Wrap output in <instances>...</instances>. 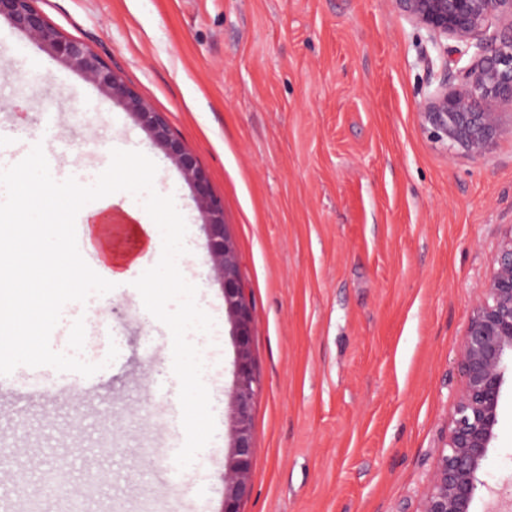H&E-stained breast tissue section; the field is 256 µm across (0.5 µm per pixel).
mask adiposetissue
Here are the masks:
<instances>
[{"label":"adipose tissue","instance_id":"ef3b65f1","mask_svg":"<svg viewBox=\"0 0 512 512\" xmlns=\"http://www.w3.org/2000/svg\"><path fill=\"white\" fill-rule=\"evenodd\" d=\"M69 169L71 178L61 184L49 177L41 154H30L20 168L0 162V213L8 215L0 222V242L11 245L9 252H0V313H9L11 318L10 333L0 336V355L18 363L37 353L36 337L53 320L57 297L79 296L106 282L129 278L139 258L105 261L91 281L84 273L86 252L61 247L69 223L74 222L86 227V251L95 250L99 244L97 217L115 211L131 223L132 237L147 252L162 253L150 287L159 297L180 299V323L196 337L182 355L183 365L189 376L204 374L203 346L216 342L221 328L214 316L197 309L198 285L182 276L185 263L197 266L202 262L187 212L173 196L149 205L131 199L122 202L113 195L104 197L97 207H85L84 164L77 161Z\"/></svg>","mask_w":512,"mask_h":512}]
</instances>
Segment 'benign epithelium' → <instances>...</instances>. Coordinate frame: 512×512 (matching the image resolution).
Wrapping results in <instances>:
<instances>
[{"mask_svg": "<svg viewBox=\"0 0 512 512\" xmlns=\"http://www.w3.org/2000/svg\"><path fill=\"white\" fill-rule=\"evenodd\" d=\"M393 3L402 16L426 30L434 44L443 38L456 42L450 52L457 55L455 63L461 67L455 81L441 82L424 99L419 112L423 129L458 154L487 155L506 128L512 129V113L503 111L512 108V0ZM0 19L80 72L108 100L122 104L192 189L208 234L213 269L224 290L235 344L232 443L224 462L223 512H241L251 490L253 405L261 380L251 354L250 296L240 274L235 241L224 222L223 199L213 192L206 171L173 133L166 115L154 110L87 44L49 23L34 0H0ZM491 266L457 350L462 383L418 512H471L484 485L481 472L496 439L506 374L512 372V228L503 236Z\"/></svg>", "mask_w": 512, "mask_h": 512, "instance_id": "obj_1", "label": "benign epithelium"}]
</instances>
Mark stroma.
I'll list each match as a JSON object with an SVG mask.
<instances>
[{"label": "stroma", "mask_w": 512, "mask_h": 512, "mask_svg": "<svg viewBox=\"0 0 512 512\" xmlns=\"http://www.w3.org/2000/svg\"><path fill=\"white\" fill-rule=\"evenodd\" d=\"M48 21L117 67L197 156L236 241L262 388L252 491L242 512H417L461 384L457 348L491 258L512 227V134L481 158L452 153L418 116L443 76L424 29L392 0H35ZM0 153L40 145L66 180L71 156L119 195L114 166L143 151L190 218L200 300L221 322L219 434L176 408L186 348L173 304L154 319L140 286L61 300L34 364L0 389V512H222L234 346L202 219L174 164L128 112L0 20ZM55 106L63 122L44 132ZM107 339L96 337L99 325ZM70 368L80 400L34 393ZM484 466L487 512L512 483V384ZM67 463L68 497L45 478Z\"/></svg>", "instance_id": "35a3bbf8"}]
</instances>
